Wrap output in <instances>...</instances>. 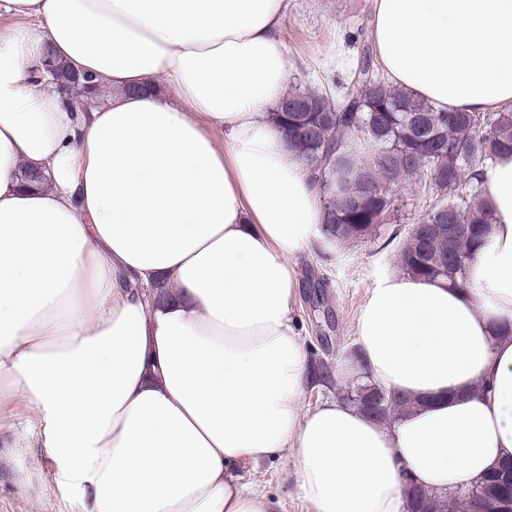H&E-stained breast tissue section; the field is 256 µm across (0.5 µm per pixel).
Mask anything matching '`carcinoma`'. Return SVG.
Masks as SVG:
<instances>
[{"instance_id":"1","label":"carcinoma","mask_w":512,"mask_h":512,"mask_svg":"<svg viewBox=\"0 0 512 512\" xmlns=\"http://www.w3.org/2000/svg\"><path fill=\"white\" fill-rule=\"evenodd\" d=\"M274 119L288 146L320 185L326 248L380 238L386 226L401 224L409 202L401 191L417 186L414 207L421 211L397 243L402 272L417 279H443L465 287L464 273L474 246L490 233L481 173L501 154L512 152V112L443 111L430 101L381 77L374 48L363 46L349 78L335 94L291 91ZM459 260L448 263V245ZM350 401L384 422L415 405L361 384ZM512 481L503 467L482 478L466 494L433 495L413 490L411 512H490Z\"/></svg>"}]
</instances>
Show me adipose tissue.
<instances>
[{"label":"adipose tissue","instance_id":"obj_1","mask_svg":"<svg viewBox=\"0 0 512 512\" xmlns=\"http://www.w3.org/2000/svg\"><path fill=\"white\" fill-rule=\"evenodd\" d=\"M285 0H0V405L81 512H271L233 461L285 456L314 512H404L512 459V156L467 284L382 278L357 319L384 425L302 402L293 257L319 191L271 113ZM377 58L437 108L512 111V0H374ZM113 93L87 111L44 52ZM228 135L218 145L214 134ZM0 413L1 426L5 427L3 435L8 436L13 441L19 440L22 445H25L24 447L36 440L38 431L30 414L12 406L1 407Z\"/></svg>","mask_w":512,"mask_h":512}]
</instances>
